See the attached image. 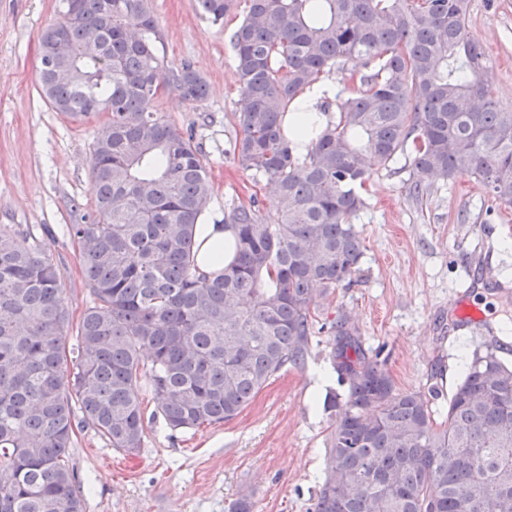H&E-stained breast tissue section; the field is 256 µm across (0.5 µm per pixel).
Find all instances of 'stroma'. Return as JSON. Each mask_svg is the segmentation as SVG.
I'll list each match as a JSON object with an SVG mask.
<instances>
[{
	"mask_svg": "<svg viewBox=\"0 0 512 512\" xmlns=\"http://www.w3.org/2000/svg\"><path fill=\"white\" fill-rule=\"evenodd\" d=\"M60 7L61 0H0V224L19 225L47 246L74 331L92 298L66 227L94 207L91 146L105 117L73 121L37 91L40 33ZM149 8L166 61L191 63L209 84L202 105L169 89L157 102L202 150L211 178L206 221L223 222L255 193L265 223H278L265 183L230 153L240 94L231 36L244 5L220 25L199 13L196 0H149ZM468 25L491 59L501 106L512 110V0H470ZM410 183L400 165H373L366 206L354 220L363 245L356 281L317 309L324 323L349 316L364 349H382L397 389L438 387L443 409L466 358L487 340L476 327L452 326L470 275L485 283L471 299L488 320L512 323V206L490 202L467 176L433 178L420 197ZM330 350L328 334L311 336L303 364L271 378L230 421L175 434L163 421L146 423L135 455L77 431L71 461L86 488L85 512H228L243 494L253 512H312L334 418L324 401L346 390Z\"/></svg>",
	"mask_w": 512,
	"mask_h": 512,
	"instance_id": "stroma-1",
	"label": "stroma"
}]
</instances>
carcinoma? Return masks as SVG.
Instances as JSON below:
<instances>
[{"label": "carcinoma", "mask_w": 512, "mask_h": 512, "mask_svg": "<svg viewBox=\"0 0 512 512\" xmlns=\"http://www.w3.org/2000/svg\"><path fill=\"white\" fill-rule=\"evenodd\" d=\"M196 4L221 24L236 0ZM469 5L246 0L231 38L242 86L233 160L275 188L281 221L263 223L256 199L233 208L235 257L210 278L193 259L209 172L193 136L154 106L170 84L198 106L206 81L160 57L148 0H63L41 60L77 79L43 67L38 89L72 119L108 115L91 149L94 210L67 225L93 304L66 348L57 266L30 232L0 226V512H84L69 454L77 425L134 455L145 421L173 432L229 421L301 365L316 299L350 282L362 258L353 218L374 158L407 156L417 197L431 175H468L512 206V112L494 95ZM90 34L96 57L82 52ZM333 72L351 81L336 117L286 135L289 107ZM332 332L347 391L327 400L338 414L312 512H512V364L500 347L473 351L439 422L435 390L397 389L349 318Z\"/></svg>", "instance_id": "1"}]
</instances>
